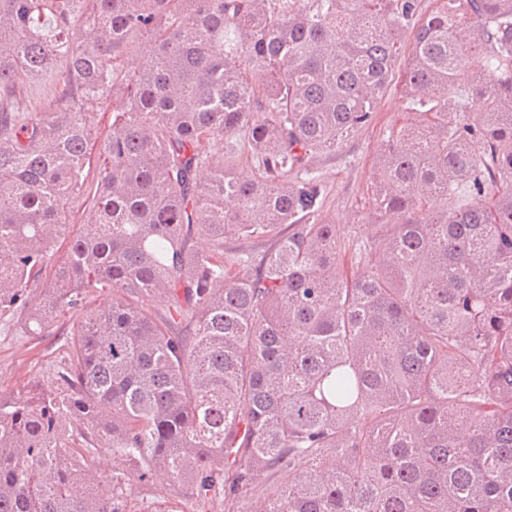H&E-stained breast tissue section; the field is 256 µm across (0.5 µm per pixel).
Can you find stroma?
Here are the masks:
<instances>
[{"label":"stroma","mask_w":512,"mask_h":512,"mask_svg":"<svg viewBox=\"0 0 512 512\" xmlns=\"http://www.w3.org/2000/svg\"><path fill=\"white\" fill-rule=\"evenodd\" d=\"M58 77L22 85L5 98L10 110L39 117L45 106L60 90ZM413 117L406 96L398 85H391L378 105L373 122L352 135L333 154L313 159V168L324 187L322 215L340 229L344 240L340 245L341 270L352 277L356 270L351 242H364L378 237L380 227L369 212L371 182L383 135ZM210 164L219 168L235 165L245 176L258 172V162L243 135L235 134L214 141L209 149ZM23 310L0 317V394L9 395L24 387L37 385L52 389L57 385V372L64 366L67 345L65 330L71 325L70 313H63L42 334L24 333Z\"/></svg>","instance_id":"stroma-1"}]
</instances>
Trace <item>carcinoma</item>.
Here are the masks:
<instances>
[{
  "label": "carcinoma",
  "mask_w": 512,
  "mask_h": 512,
  "mask_svg": "<svg viewBox=\"0 0 512 512\" xmlns=\"http://www.w3.org/2000/svg\"><path fill=\"white\" fill-rule=\"evenodd\" d=\"M434 2L0 0V95L62 80L40 119L0 105V315L81 311L57 389L0 395V512H512V0ZM405 37L415 118L370 208L403 220L345 278L310 162L371 124ZM136 41L154 65L121 75ZM238 132L251 179L203 150ZM93 141L95 219L58 257ZM228 235L271 244L228 277Z\"/></svg>",
  "instance_id": "carcinoma-1"
}]
</instances>
